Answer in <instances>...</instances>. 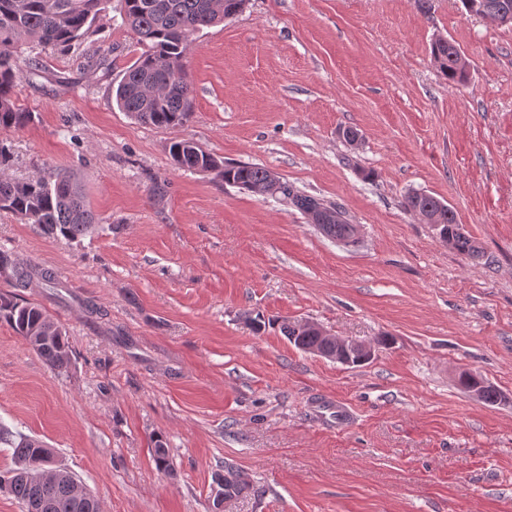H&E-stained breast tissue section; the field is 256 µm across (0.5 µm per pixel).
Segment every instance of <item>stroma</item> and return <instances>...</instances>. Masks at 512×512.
I'll return each mask as SVG.
<instances>
[{
    "label": "stroma",
    "instance_id": "obj_1",
    "mask_svg": "<svg viewBox=\"0 0 512 512\" xmlns=\"http://www.w3.org/2000/svg\"><path fill=\"white\" fill-rule=\"evenodd\" d=\"M122 9L16 55L13 99L36 120L0 129L7 172H72L101 228L53 239L0 211V250L58 281L0 276V292L46 311L73 352L54 371L0 320V427L51 448L101 512H214L230 468L248 487L223 512H512V25L460 0H247L193 35V114L157 128L112 96L143 50ZM439 37L464 83L436 67ZM181 139L340 204L359 243L176 168ZM410 192L448 204L481 256L406 211ZM284 317L374 357L303 352ZM464 370L508 403L461 390ZM432 57L449 83H463L466 81L468 71L466 66L459 64L461 52L451 41L437 38L431 46Z\"/></svg>",
    "mask_w": 512,
    "mask_h": 512
}]
</instances>
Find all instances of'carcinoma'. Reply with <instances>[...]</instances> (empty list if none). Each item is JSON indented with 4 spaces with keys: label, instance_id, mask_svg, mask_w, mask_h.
Listing matches in <instances>:
<instances>
[{
    "label": "carcinoma",
    "instance_id": "obj_1",
    "mask_svg": "<svg viewBox=\"0 0 512 512\" xmlns=\"http://www.w3.org/2000/svg\"><path fill=\"white\" fill-rule=\"evenodd\" d=\"M246 0H123L122 20L139 37L145 50L127 68L115 90L118 107L143 124L173 127L186 122L192 112V88L184 59L191 36L221 23L240 12ZM512 0H461L471 15H487L504 8ZM106 0H0V128H21L33 121L32 113L18 107L12 88L20 71L15 54L18 46L32 42L42 46H69L84 39L91 31ZM432 57L450 83L467 80L466 66L459 64L461 52L451 41L436 39ZM173 164L183 170L218 172L228 184L238 185L252 193L272 185L271 170L260 165L242 163L226 166L212 154L189 140H176L168 147ZM8 157L0 147V210L19 216L33 224L49 238L75 240L99 228L98 218L87 203L73 174L60 171L53 179L16 180L2 167ZM283 196L293 195L294 207L305 212L315 205L313 196L299 193L287 182H280ZM404 208L423 211L429 223L447 237L448 248L468 258H477L481 250L476 241L458 224L451 208L438 198L413 192L405 196ZM335 217L334 210H323L325 236L351 243L353 224L344 211ZM11 272L15 285L23 287L34 276L33 270L17 264L5 251H0V272ZM0 318L9 323L53 370L64 372L72 363V352L66 332L40 307L21 303L13 295H0ZM281 331L298 349L315 353L328 348L326 338L314 330H296L295 323L283 321ZM0 440L13 448L14 468L0 475V491L11 494L25 509L37 505V512H100L98 500L87 490H75L76 477L68 470L60 472L54 482L38 478L44 455L51 454L42 442L13 438L6 431ZM219 498L242 492L248 483L234 472L217 480Z\"/></svg>",
    "mask_w": 512,
    "mask_h": 512
}]
</instances>
